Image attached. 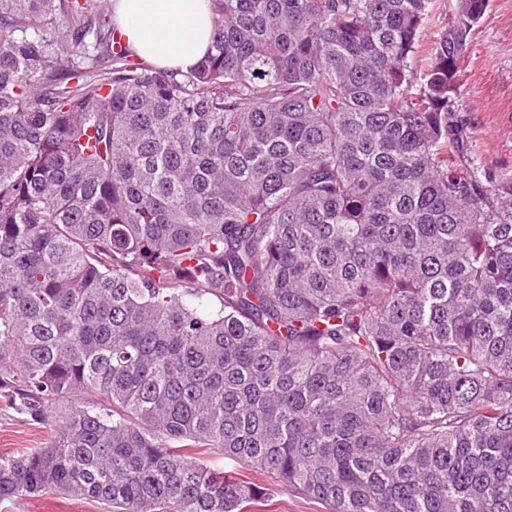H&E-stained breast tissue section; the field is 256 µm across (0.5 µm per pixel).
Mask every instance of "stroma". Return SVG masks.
Masks as SVG:
<instances>
[{
	"label": "stroma",
	"mask_w": 512,
	"mask_h": 512,
	"mask_svg": "<svg viewBox=\"0 0 512 512\" xmlns=\"http://www.w3.org/2000/svg\"><path fill=\"white\" fill-rule=\"evenodd\" d=\"M459 117L477 166L512 175V0H490L461 59ZM61 412L44 424L0 401V451L46 447L59 431ZM268 501L255 512H325L299 492L266 481ZM0 512H105L103 504L62 493L18 495L0 501Z\"/></svg>",
	"instance_id": "stroma-1"
}]
</instances>
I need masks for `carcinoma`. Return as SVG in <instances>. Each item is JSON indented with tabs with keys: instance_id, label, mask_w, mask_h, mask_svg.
Instances as JSON below:
<instances>
[{
	"instance_id": "cac0c4a2",
	"label": "carcinoma",
	"mask_w": 512,
	"mask_h": 512,
	"mask_svg": "<svg viewBox=\"0 0 512 512\" xmlns=\"http://www.w3.org/2000/svg\"><path fill=\"white\" fill-rule=\"evenodd\" d=\"M188 72L97 0H0V398L46 448L0 500L512 512V176L476 167L460 61L489 0H211ZM454 0H434V6L430 17L422 29V55H426L427 49L434 46L439 40L440 34L448 25V10L453 7ZM186 451L199 457L212 468L231 471V473L246 481L263 484L268 489V501L262 507H255L251 512H326L321 504L311 500L299 492L280 486L269 478L258 476L248 470L242 463L224 459V455L208 451L207 448H186Z\"/></svg>"
}]
</instances>
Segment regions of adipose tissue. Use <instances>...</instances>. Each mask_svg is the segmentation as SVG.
Wrapping results in <instances>:
<instances>
[{"instance_id":"obj_1","label":"adipose tissue","mask_w":512,"mask_h":512,"mask_svg":"<svg viewBox=\"0 0 512 512\" xmlns=\"http://www.w3.org/2000/svg\"><path fill=\"white\" fill-rule=\"evenodd\" d=\"M112 22L136 57L160 68L189 71L211 45L210 0H112Z\"/></svg>"}]
</instances>
